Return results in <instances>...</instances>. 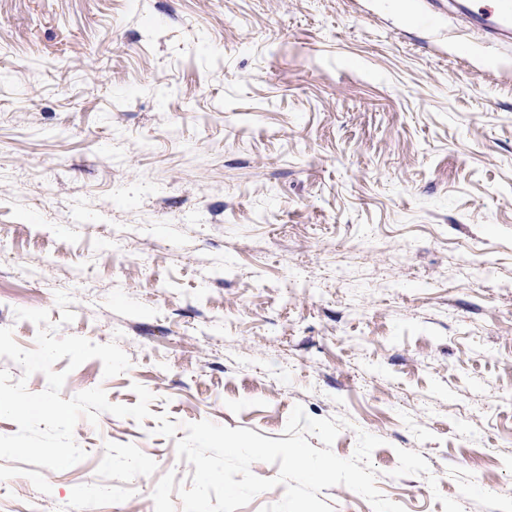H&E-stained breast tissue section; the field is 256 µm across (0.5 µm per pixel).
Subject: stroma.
I'll list each match as a JSON object with an SVG mask.
<instances>
[{
	"label": "stroma",
	"mask_w": 512,
	"mask_h": 512,
	"mask_svg": "<svg viewBox=\"0 0 512 512\" xmlns=\"http://www.w3.org/2000/svg\"><path fill=\"white\" fill-rule=\"evenodd\" d=\"M150 418L0 459V512H182L156 415L380 437L405 512H512V52L448 0H0V328Z\"/></svg>",
	"instance_id": "stroma-1"
}]
</instances>
